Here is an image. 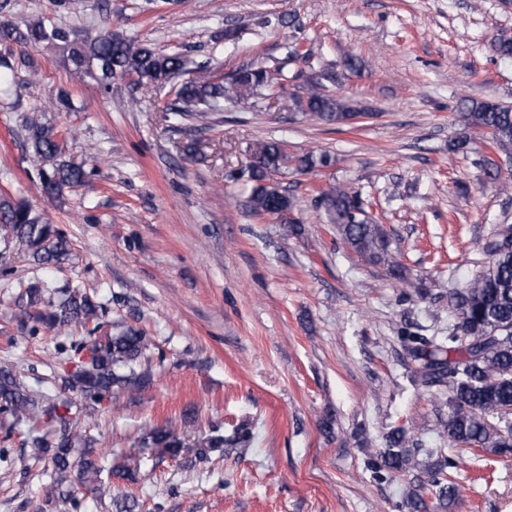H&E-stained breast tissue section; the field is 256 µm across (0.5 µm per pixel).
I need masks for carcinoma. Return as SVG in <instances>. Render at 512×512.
Returning <instances> with one entry per match:
<instances>
[{
  "instance_id": "carcinoma-1",
  "label": "carcinoma",
  "mask_w": 512,
  "mask_h": 512,
  "mask_svg": "<svg viewBox=\"0 0 512 512\" xmlns=\"http://www.w3.org/2000/svg\"><path fill=\"white\" fill-rule=\"evenodd\" d=\"M49 42L58 47L70 65L72 74H86L97 79L107 91L115 80L127 77L138 86H161L185 69L179 53L162 54L151 46L119 32L74 33L36 18L23 25L1 24L0 42L17 45ZM492 51L512 58V36L497 33L491 40ZM287 62L308 63L313 50L297 41L285 46ZM334 80L331 71L313 73L295 98L301 115L327 125H344L355 116L339 98L326 91ZM288 81L285 66L273 69L244 65L227 76L209 70L184 82L176 99L166 108L169 119L177 122L190 117L205 120L224 108V102H241L252 95L275 97ZM462 119L466 126L482 133L483 143L492 154L512 159V107L486 101H471ZM28 140L41 164L43 190L60 197L70 188L81 186L94 190L92 171L85 163L65 158L67 140L73 133L33 116L27 121ZM250 172L252 210L258 215H274L279 209L294 211L296 200L287 188L273 181V175L288 168L300 172L326 169L334 160L328 154L288 153L286 145L270 141L255 153ZM315 204L336 225L345 243L360 261L385 268L398 279H405V269L390 249L380 225L367 211L360 195L338 182L317 191ZM512 224H499L484 243L488 256L485 268L453 294L448 317L455 321L445 337H403L415 363L413 375L428 387L448 389V419L441 422L440 437L455 447L481 448L496 455H512ZM0 264H8L14 251H22L34 265L58 264L69 259L71 245L63 231L47 222L29 203L9 195L0 196ZM22 288L15 306V319L21 329L35 333L42 326L58 333L80 326L91 337L61 349L74 369L55 371L42 378L46 389L27 384L15 367L0 364V415L9 422L5 438L14 430L28 427L29 455L52 465L45 486L48 498H64L73 512H80L81 502L69 488L73 470L82 482L98 481V465L91 453L78 450L83 435L77 430V416L72 413L83 403L86 415L105 399L117 400L139 391L151 378L153 358L150 344L142 331L131 326L121 332L98 336L103 308L80 286L59 291L38 277L19 283ZM253 441L250 428L238 427L225 436L213 427L200 441L195 461L206 463L210 453L230 446L247 448ZM383 448L370 459L375 473L408 471L414 468L421 451L416 434L405 426H394L382 437ZM145 442L178 456L185 439L169 425L152 429ZM457 459L448 454L432 463V494L440 504L454 499L459 492L455 473Z\"/></svg>"
}]
</instances>
